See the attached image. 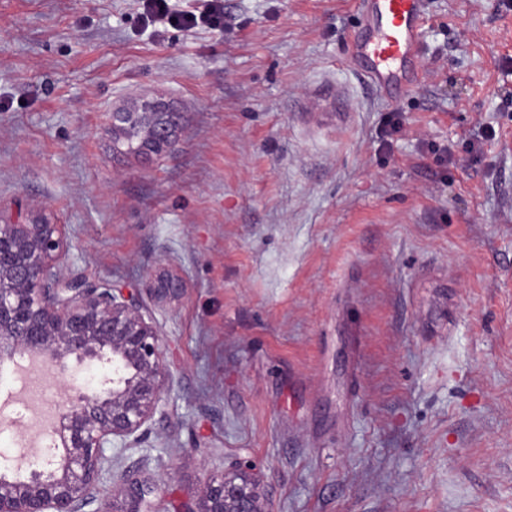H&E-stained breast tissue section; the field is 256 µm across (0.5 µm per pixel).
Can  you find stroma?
<instances>
[{
	"label": "stroma",
	"instance_id": "1",
	"mask_svg": "<svg viewBox=\"0 0 512 512\" xmlns=\"http://www.w3.org/2000/svg\"><path fill=\"white\" fill-rule=\"evenodd\" d=\"M426 11L427 77L390 103L355 0H224L191 32L0 0V219L67 225V272L155 317L166 414L114 469L156 512L236 459L270 512H512V0ZM156 96L174 145L119 151L112 111ZM22 412L0 392V456L48 446Z\"/></svg>",
	"mask_w": 512,
	"mask_h": 512
}]
</instances>
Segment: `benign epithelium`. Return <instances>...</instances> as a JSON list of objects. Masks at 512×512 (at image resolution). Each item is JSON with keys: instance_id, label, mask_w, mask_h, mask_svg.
<instances>
[{"instance_id": "benign-epithelium-1", "label": "benign epithelium", "mask_w": 512, "mask_h": 512, "mask_svg": "<svg viewBox=\"0 0 512 512\" xmlns=\"http://www.w3.org/2000/svg\"><path fill=\"white\" fill-rule=\"evenodd\" d=\"M150 111L112 112V136L137 131L158 155L176 140L180 113L162 97ZM65 227L43 218L0 224V367L19 358L50 362L63 375L69 361L95 371L91 383L64 400L50 437L62 453L45 456L25 477L0 472V512H153L156 488L136 477L114 480L112 461L136 448L164 413L171 374L165 338L142 300L106 279L67 275ZM183 289L157 278L156 297ZM112 499L99 498L106 481ZM260 471L238 461L211 476L181 512H268Z\"/></svg>"}]
</instances>
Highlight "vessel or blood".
Returning <instances> with one entry per match:
<instances>
[{
  "label": "vessel or blood",
  "mask_w": 512,
  "mask_h": 512,
  "mask_svg": "<svg viewBox=\"0 0 512 512\" xmlns=\"http://www.w3.org/2000/svg\"><path fill=\"white\" fill-rule=\"evenodd\" d=\"M357 2L364 26L351 35L350 45L368 81L380 92L394 85H420L425 78L419 65L425 0Z\"/></svg>",
  "instance_id": "obj_1"
}]
</instances>
